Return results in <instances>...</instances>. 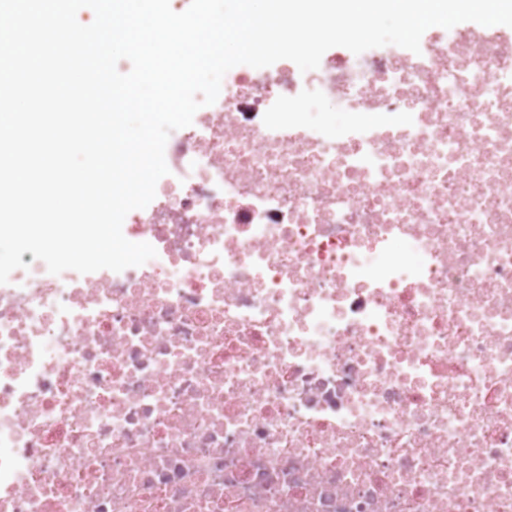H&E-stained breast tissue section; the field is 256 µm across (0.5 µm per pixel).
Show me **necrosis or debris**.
Returning a JSON list of instances; mask_svg holds the SVG:
<instances>
[{"label": "necrosis or debris", "instance_id": "1", "mask_svg": "<svg viewBox=\"0 0 512 512\" xmlns=\"http://www.w3.org/2000/svg\"><path fill=\"white\" fill-rule=\"evenodd\" d=\"M420 48L225 82L145 264L23 254L0 512H512V27Z\"/></svg>", "mask_w": 512, "mask_h": 512}]
</instances>
